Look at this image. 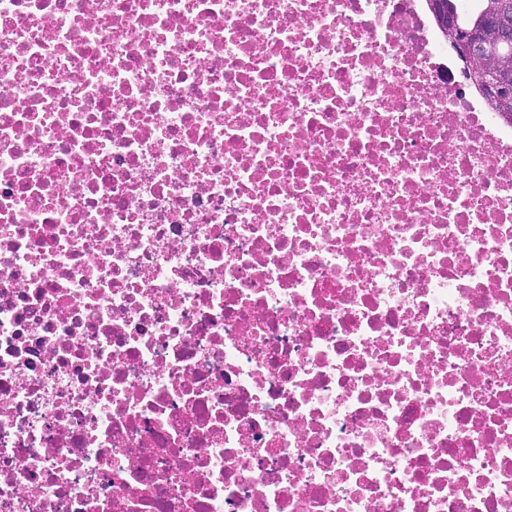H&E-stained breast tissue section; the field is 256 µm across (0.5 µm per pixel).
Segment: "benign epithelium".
<instances>
[{
	"instance_id": "7a95c632",
	"label": "benign epithelium",
	"mask_w": 512,
	"mask_h": 512,
	"mask_svg": "<svg viewBox=\"0 0 512 512\" xmlns=\"http://www.w3.org/2000/svg\"><path fill=\"white\" fill-rule=\"evenodd\" d=\"M512 39V0H491L482 30L457 33L448 30V41L469 72L481 66L493 70L495 80L488 87L492 97L512 104V62L493 55L496 45Z\"/></svg>"
}]
</instances>
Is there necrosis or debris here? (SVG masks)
I'll list each match as a JSON object with an SVG mask.
<instances>
[{"instance_id":"obj_1","label":"necrosis or debris","mask_w":512,"mask_h":512,"mask_svg":"<svg viewBox=\"0 0 512 512\" xmlns=\"http://www.w3.org/2000/svg\"><path fill=\"white\" fill-rule=\"evenodd\" d=\"M0 512H512V122L428 0H0Z\"/></svg>"}]
</instances>
